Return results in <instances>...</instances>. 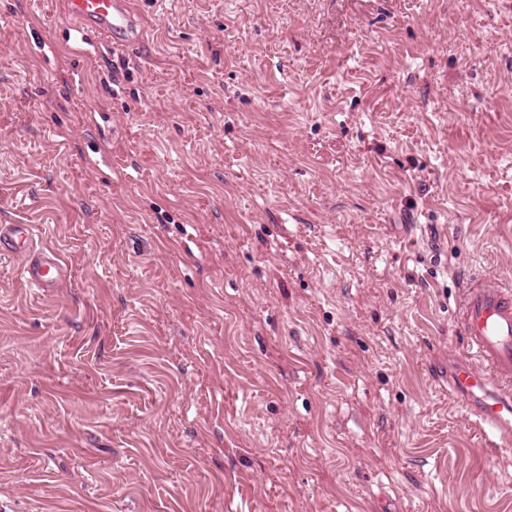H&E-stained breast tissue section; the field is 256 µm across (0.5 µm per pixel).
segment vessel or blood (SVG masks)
<instances>
[{
	"label": "vessel or blood",
	"mask_w": 512,
	"mask_h": 512,
	"mask_svg": "<svg viewBox=\"0 0 512 512\" xmlns=\"http://www.w3.org/2000/svg\"><path fill=\"white\" fill-rule=\"evenodd\" d=\"M69 14L86 33L114 46L142 34L130 0H67ZM34 228L0 224V245L22 255L20 268L30 287L50 293L68 277L67 265L52 251L31 252ZM471 353L448 361V393L472 417L485 443L498 447L512 442V287L472 276L463 286L455 320Z\"/></svg>",
	"instance_id": "1"
}]
</instances>
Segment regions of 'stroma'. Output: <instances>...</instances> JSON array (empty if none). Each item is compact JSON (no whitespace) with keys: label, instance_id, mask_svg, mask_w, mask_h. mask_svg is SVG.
I'll return each instance as SVG.
<instances>
[{"label":"stroma","instance_id":"35a3bbf8","mask_svg":"<svg viewBox=\"0 0 512 512\" xmlns=\"http://www.w3.org/2000/svg\"><path fill=\"white\" fill-rule=\"evenodd\" d=\"M0 0V512H512L439 376L512 282V0ZM66 3L69 14L82 25V36L97 33L112 46H123L142 34L138 18L129 6L130 0H67ZM33 237L31 224H0V245L5 244L11 252L24 257L20 268L24 280L31 288L51 293L67 279L68 266L50 250L32 254Z\"/></svg>","mask_w":512,"mask_h":512}]
</instances>
